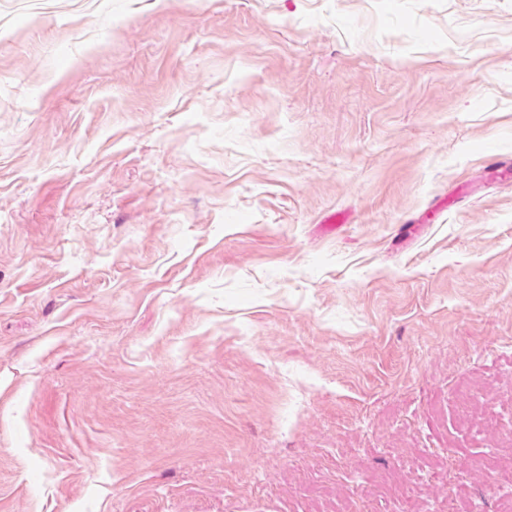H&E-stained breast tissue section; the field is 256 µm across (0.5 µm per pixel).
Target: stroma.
<instances>
[{
  "label": "stroma",
  "mask_w": 512,
  "mask_h": 512,
  "mask_svg": "<svg viewBox=\"0 0 512 512\" xmlns=\"http://www.w3.org/2000/svg\"><path fill=\"white\" fill-rule=\"evenodd\" d=\"M511 438L512 0H0V512H502Z\"/></svg>",
  "instance_id": "stroma-1"
}]
</instances>
